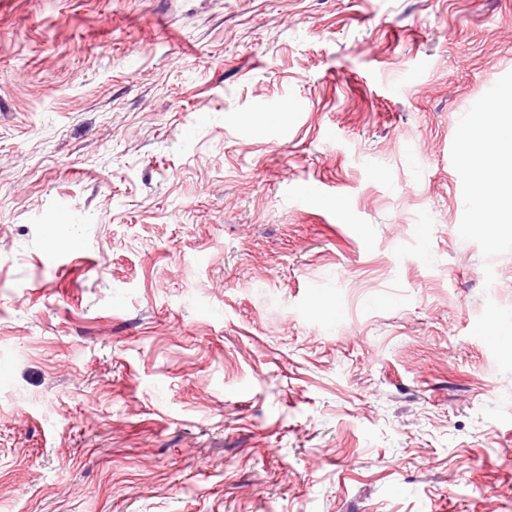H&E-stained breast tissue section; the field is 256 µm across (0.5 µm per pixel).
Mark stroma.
Segmentation results:
<instances>
[{
	"mask_svg": "<svg viewBox=\"0 0 512 512\" xmlns=\"http://www.w3.org/2000/svg\"><path fill=\"white\" fill-rule=\"evenodd\" d=\"M506 84L512 0H0V512H512ZM499 94L486 99L473 107L463 118L467 127L481 132L487 125L499 145L507 149V154L501 159H511L512 147V86L508 85L499 90ZM462 162L467 167V169L471 170L473 181L479 186L478 191L475 193V196L484 193L486 183L495 175L496 179L499 180L498 174L502 172H508L510 177V187L508 190L500 191L499 195L505 197H512L511 191V164L510 160L507 165L506 170L499 164L497 160H491L483 165H477L473 159V150H464L462 152ZM472 214L473 221L471 225H473L476 230L486 227H495L499 224L511 223L512 221V209L508 211L483 212L477 208H472Z\"/></svg>",
	"mask_w": 512,
	"mask_h": 512,
	"instance_id": "stroma-1",
	"label": "stroma"
}]
</instances>
